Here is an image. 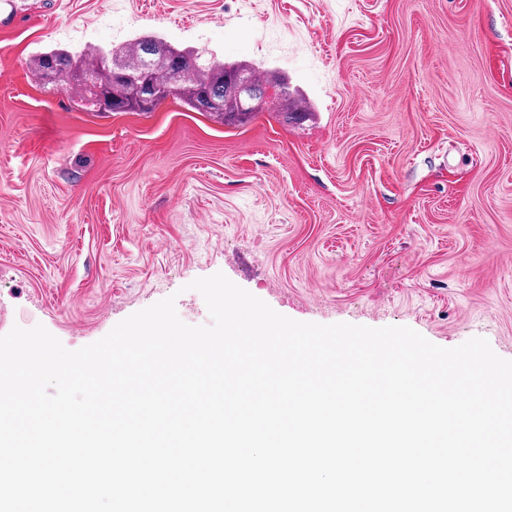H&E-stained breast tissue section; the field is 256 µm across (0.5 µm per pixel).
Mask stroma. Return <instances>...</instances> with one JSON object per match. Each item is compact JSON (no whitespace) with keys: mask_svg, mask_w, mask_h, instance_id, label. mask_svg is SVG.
<instances>
[{"mask_svg":"<svg viewBox=\"0 0 512 512\" xmlns=\"http://www.w3.org/2000/svg\"><path fill=\"white\" fill-rule=\"evenodd\" d=\"M153 33L286 76L305 115L94 112L36 54ZM223 273L300 322L512 360V0H15L0 17V335L69 350Z\"/></svg>","mask_w":512,"mask_h":512,"instance_id":"1","label":"stroma"}]
</instances>
